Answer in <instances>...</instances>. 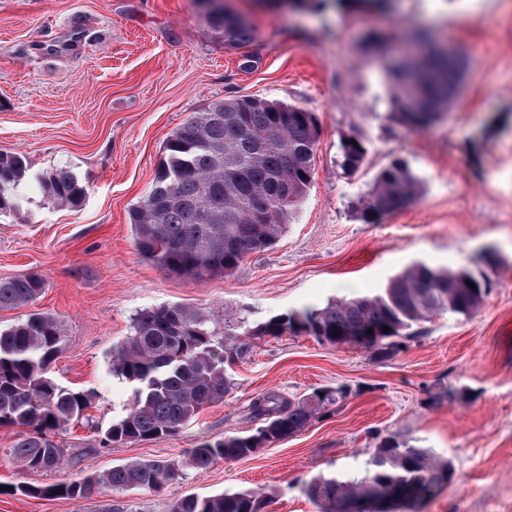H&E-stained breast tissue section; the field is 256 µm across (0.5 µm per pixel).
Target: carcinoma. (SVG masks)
Instances as JSON below:
<instances>
[{
	"label": "carcinoma",
	"instance_id": "carcinoma-1",
	"mask_svg": "<svg viewBox=\"0 0 512 512\" xmlns=\"http://www.w3.org/2000/svg\"><path fill=\"white\" fill-rule=\"evenodd\" d=\"M208 18L230 47L255 39L253 29L225 9H210ZM397 54L385 66L393 80L391 115L408 130L424 129L459 93L460 55L422 52L414 41L403 43ZM317 140L313 114L280 102L238 98L193 113L167 141L150 190L130 212L140 254L163 272L189 280L230 275L247 255L277 241L310 185ZM341 158L343 169L358 170L365 159L362 143L342 142ZM27 180L24 157L0 153V213L22 209L20 185ZM35 182L49 202L69 208L79 207L88 189L67 167L46 171ZM418 192V178L395 161L377 174L359 218L369 224ZM488 286L482 271L416 264L393 278L381 294L292 312L254 327L246 318L228 314L222 332L206 315L181 305L143 310L134 318L132 334L112 354V371L133 386V399L125 415L106 430L103 444L178 433L233 390L227 367L249 352L254 336L303 331L323 343L361 345L386 356L418 322L447 311L475 314ZM43 288L44 279L35 272L1 278L0 310L34 302ZM384 326L389 332L366 338L369 328ZM63 336V323L41 313L0 329V427L33 428V435L19 439L10 450L12 459L30 471L59 469L65 452L56 436L73 421L90 420L93 395L49 376ZM314 395L313 404L306 398L259 394L249 405L252 417L262 421L254 432L204 442L183 460H133L46 488L0 487V494L43 496L58 489L60 498H88L104 489L158 492L186 469L205 471L219 459L246 457L264 441L300 432L330 412L346 392L324 388ZM454 476L452 464L432 449L392 439L374 450L361 474L315 477L306 493L317 512H349L356 501L382 502L386 512H417ZM265 506L260 494L237 491L188 496L176 501L171 512H263Z\"/></svg>",
	"mask_w": 512,
	"mask_h": 512
}]
</instances>
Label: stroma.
I'll return each instance as SVG.
<instances>
[{
    "label": "stroma",
    "mask_w": 512,
    "mask_h": 512,
    "mask_svg": "<svg viewBox=\"0 0 512 512\" xmlns=\"http://www.w3.org/2000/svg\"><path fill=\"white\" fill-rule=\"evenodd\" d=\"M253 28L225 47L195 0H0V153L31 173L59 166L89 184L80 208L23 187L18 212L0 215V278L34 271L33 303L0 310V327L34 313L65 328L50 366L56 381L93 392L91 424L60 439L66 465L32 472L8 455L23 436L0 427V484L47 486L130 460L184 459L204 441L254 430L251 399H287L344 386L347 397L288 439L243 458L186 470L161 491L90 499L0 495V512H169L186 496L253 490L264 512H315L313 477L358 472L389 438L451 460L452 483L423 512H512V0H328L321 11L272 0H224ZM427 30L459 50L458 100L412 132L390 117L389 84L372 34L409 39ZM255 59L241 67L243 56ZM257 97L312 112L319 127L313 179L269 249L229 277L191 281L162 272L134 245L130 211L155 178L172 132L193 112ZM360 140L361 168L340 164V144ZM404 161L421 188L405 207L367 224L358 209L376 173ZM492 257L490 288L470 317L419 322L385 357L320 343L302 332L253 339L234 365V390L176 436L102 447L132 388L112 372L113 346L140 311L183 305L223 326L384 291L409 266L474 268Z\"/></svg>",
    "instance_id": "1"
}]
</instances>
